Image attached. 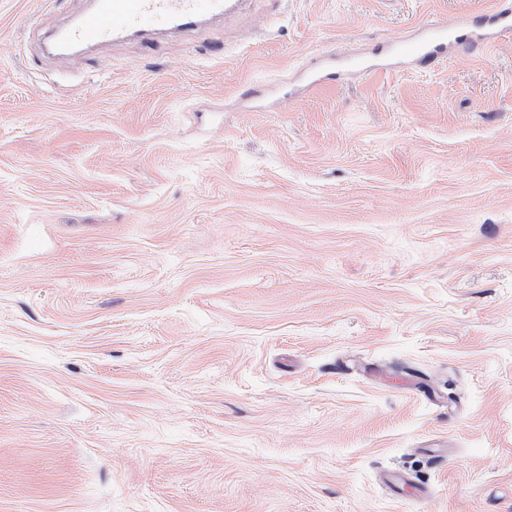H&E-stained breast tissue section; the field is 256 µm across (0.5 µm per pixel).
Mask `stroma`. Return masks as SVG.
Segmentation results:
<instances>
[{"instance_id":"1","label":"stroma","mask_w":512,"mask_h":512,"mask_svg":"<svg viewBox=\"0 0 512 512\" xmlns=\"http://www.w3.org/2000/svg\"><path fill=\"white\" fill-rule=\"evenodd\" d=\"M487 5L0 0V512H512V33L298 79ZM231 0H96L74 24L62 30L70 47H93L137 32L156 35L191 31L204 22L231 14Z\"/></svg>"}]
</instances>
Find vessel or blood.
<instances>
[{"label": "vessel or blood", "mask_w": 512, "mask_h": 512, "mask_svg": "<svg viewBox=\"0 0 512 512\" xmlns=\"http://www.w3.org/2000/svg\"><path fill=\"white\" fill-rule=\"evenodd\" d=\"M237 7L235 0H94L74 24L63 29L62 40L71 47H93L115 42L137 32L157 35L191 31L204 22L222 19ZM512 30V11L492 0L480 18L461 16L454 23L420 25L415 36L374 60L355 61V68L371 72L389 66L392 58L433 62L449 47L494 45Z\"/></svg>", "instance_id": "b4317fda"}]
</instances>
